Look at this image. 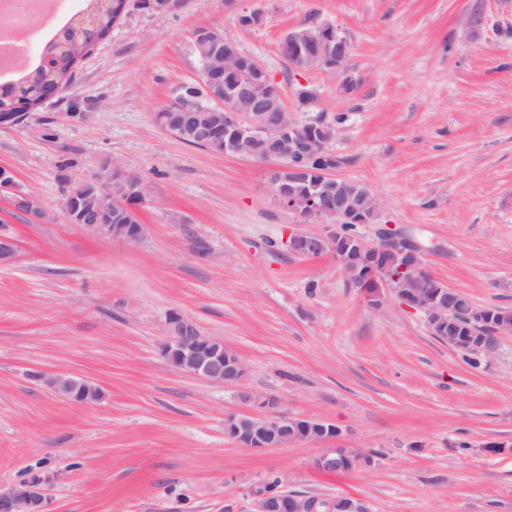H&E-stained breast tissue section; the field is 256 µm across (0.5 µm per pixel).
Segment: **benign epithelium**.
<instances>
[{
    "label": "benign epithelium",
    "instance_id": "7a95c632",
    "mask_svg": "<svg viewBox=\"0 0 512 512\" xmlns=\"http://www.w3.org/2000/svg\"><path fill=\"white\" fill-rule=\"evenodd\" d=\"M216 39L207 29L204 37L195 40V49L208 65ZM289 54L297 59L300 68H316L333 77L336 88L343 94L354 92L358 82L350 60L352 45L348 34L331 23L311 26L302 32H288ZM244 51L230 39L224 40V61L237 76L234 88L226 91V98L215 99V112L224 113V133L228 134L225 154L256 161L288 159L297 181L306 179L308 169L296 165L309 154L326 146L335 137L334 125L320 121L319 132L307 133L306 124L280 110L278 102L283 93L277 81L255 56L242 58ZM186 125L195 127L200 140L212 137L215 126L196 123V113L184 109L165 117L161 128L169 130ZM98 195L88 196L75 203L66 217L72 224H81L102 239H119L126 224H103L99 219L103 203L112 199V176L95 177ZM343 179L325 169L319 172V181L307 192H296L286 186L272 184L278 203L299 213L309 221L332 222L328 232L295 233L288 236L290 251L306 257H318L330 252L345 273L357 282L370 307L382 306L384 296L397 299L402 305L419 311L425 318L429 333L451 347L469 350L480 357L492 355L496 337L512 335V319L495 307H469L465 314L470 327H465L453 308L454 296L460 291L441 283L429 275L422 258V249L409 236L391 224L377 228L376 240L369 242L361 236L355 241L340 242L344 224H372L379 214L381 200L364 186L354 194L338 193ZM14 239L0 236V265L15 257ZM373 257L381 253L399 260L400 277L387 279L382 268L370 262L362 265L357 254ZM168 336L161 353L179 370L216 384L240 382L247 373L244 360L224 341L205 334L197 323L179 311L167 317ZM488 327L492 336L475 331L477 326ZM27 377L59 397L75 404H89L102 398L100 388L89 380H77L69 373L33 369ZM250 411L232 417L225 433L239 447L250 451H265L286 447L297 439L290 437L293 430L300 438L313 443L333 440L339 430L335 425L312 418H293L278 412L280 399L271 394L243 395ZM346 460L349 469L368 461V453L361 448L342 446L328 448L313 461V467L322 472L335 473L337 464ZM291 477L282 473L276 484L265 483L250 488L249 512H316L320 497L288 490ZM330 507L335 512H370L367 503L356 496H338ZM0 512H51L47 489L39 482H20L0 486Z\"/></svg>",
    "mask_w": 512,
    "mask_h": 512
}]
</instances>
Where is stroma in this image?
<instances>
[{
	"mask_svg": "<svg viewBox=\"0 0 512 512\" xmlns=\"http://www.w3.org/2000/svg\"><path fill=\"white\" fill-rule=\"evenodd\" d=\"M85 7L60 0L31 25L28 61ZM263 12L257 29L242 10ZM331 22L352 41L359 87L340 93L282 53L297 26ZM219 26L256 56L300 121L341 117L328 150L338 176L373 189L424 267L478 306L512 310V0H180L159 13L129 0L67 88L0 127V485L37 480L53 512H248L247 489L281 472L291 490L353 494L371 512H512V335L470 366L393 298L371 308L332 254L294 255L311 230L280 206L270 164L184 143L153 114L201 78L195 29ZM316 92L301 107L300 86ZM121 166L147 181L138 240L99 239L63 202ZM45 211H17L15 194ZM376 224L358 225L365 239ZM177 310L247 365L234 385L188 376L161 354ZM34 368L93 380L76 405L28 379ZM246 392L295 418L336 425L377 450L372 466L324 474L301 441L238 447L224 420Z\"/></svg>",
	"mask_w": 512,
	"mask_h": 512,
	"instance_id": "obj_1",
	"label": "stroma"
}]
</instances>
